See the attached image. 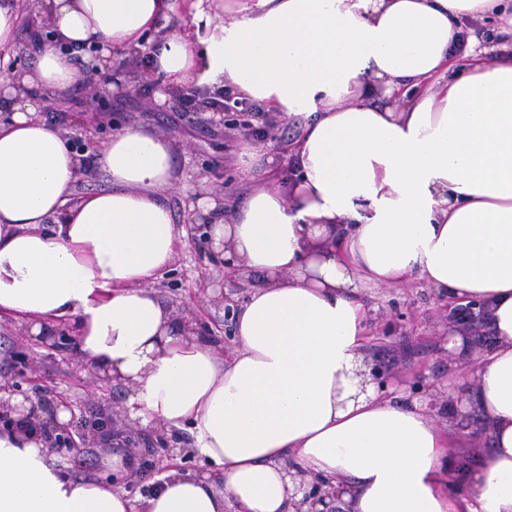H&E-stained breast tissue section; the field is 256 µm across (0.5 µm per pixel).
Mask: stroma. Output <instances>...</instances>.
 <instances>
[{
  "label": "stroma",
  "instance_id": "35a3bbf8",
  "mask_svg": "<svg viewBox=\"0 0 512 512\" xmlns=\"http://www.w3.org/2000/svg\"><path fill=\"white\" fill-rule=\"evenodd\" d=\"M146 57L141 50L112 52L111 70L122 75L121 89L95 104L92 83L79 82L64 99L44 105L41 117L88 150L104 142L114 129L126 126L147 125L173 141L175 171L182 179L181 187L169 198L175 221H183L189 205L202 196L243 200L249 185L241 180L235 162L238 130L214 112H183L177 92L160 73L145 67ZM155 289L164 301L191 315L207 335L220 339L232 326L230 307L245 293L241 279L225 276L191 241L180 248L172 269L156 282ZM366 307L369 339L365 352L386 360L388 384L402 388L406 399L428 394L435 408L447 407L459 372L475 364L484 351V337H472L463 349L451 348V313L434 289L419 281L368 291ZM86 365V358L72 344L38 341L28 336L23 325L0 322V386L8 388L0 405L15 415L37 417L66 407L67 426L77 448H57L53 454L58 466L74 476L102 479L100 460L112 453L139 460L154 457L155 468L135 469L120 482L130 497L148 493L174 461L152 431L130 420L125 391L100 383ZM102 415L112 418L114 428L124 430V444L106 443L83 433L84 421ZM85 451L93 461L87 469L79 465ZM174 463L192 475L208 469L188 452Z\"/></svg>",
  "mask_w": 512,
  "mask_h": 512
}]
</instances>
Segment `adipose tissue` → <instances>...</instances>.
<instances>
[{
  "mask_svg": "<svg viewBox=\"0 0 512 512\" xmlns=\"http://www.w3.org/2000/svg\"><path fill=\"white\" fill-rule=\"evenodd\" d=\"M503 2L41 0L49 42L0 75V318L36 338L71 329L132 420L189 431L218 472L168 469L135 502L5 428L0 512H288L298 469L338 489L344 512H512V53L484 58L461 36L464 18ZM178 12L209 35L160 32ZM149 42L171 87L206 77L306 118L292 174L272 155L254 174L246 141L243 202L199 200L214 258L249 282L223 357L150 287L188 237L168 205L173 142L117 129L95 157L108 189L76 200L83 154L38 117L43 100L97 81L74 48ZM414 280L486 319L491 345L454 392L483 425V467L468 465L455 412L358 387L360 295Z\"/></svg>",
  "mask_w": 512,
  "mask_h": 512,
  "instance_id": "1",
  "label": "adipose tissue"
}]
</instances>
